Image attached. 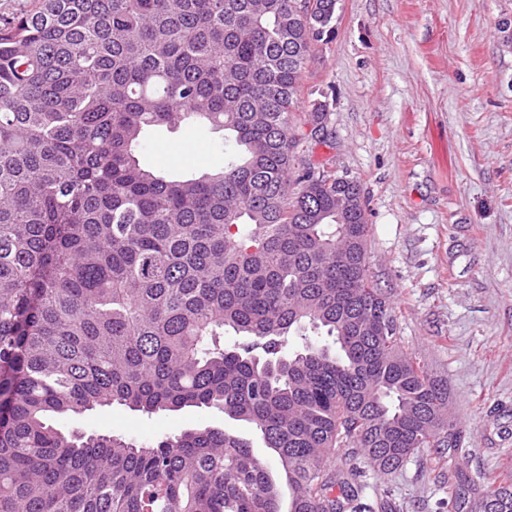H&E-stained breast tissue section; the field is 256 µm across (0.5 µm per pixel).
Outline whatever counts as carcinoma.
<instances>
[{
  "instance_id": "cac0c4a2",
  "label": "carcinoma",
  "mask_w": 512,
  "mask_h": 512,
  "mask_svg": "<svg viewBox=\"0 0 512 512\" xmlns=\"http://www.w3.org/2000/svg\"><path fill=\"white\" fill-rule=\"evenodd\" d=\"M307 2L39 0L0 20V512H373L330 454L388 471L462 447L371 279L357 181L298 156L325 140L327 105L296 107L338 0ZM190 122L236 146L221 168L140 164L147 130ZM307 326L332 342L286 350ZM226 327L247 341L215 347ZM114 404L244 421L287 489L222 428L137 445L54 426ZM480 512H512V483Z\"/></svg>"
}]
</instances>
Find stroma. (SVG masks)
Wrapping results in <instances>:
<instances>
[{"mask_svg": "<svg viewBox=\"0 0 512 512\" xmlns=\"http://www.w3.org/2000/svg\"><path fill=\"white\" fill-rule=\"evenodd\" d=\"M298 103L328 106L312 162L357 180L370 224L367 262L390 294L406 352L447 386L459 454L424 448L375 471L344 450L327 468L393 512H455L512 479V0H338ZM224 133L183 125L148 136L143 162L204 171L223 165ZM65 431L146 443L213 426L264 444L215 408L151 416L115 405L58 420Z\"/></svg>", "mask_w": 512, "mask_h": 512, "instance_id": "1", "label": "stroma"}]
</instances>
